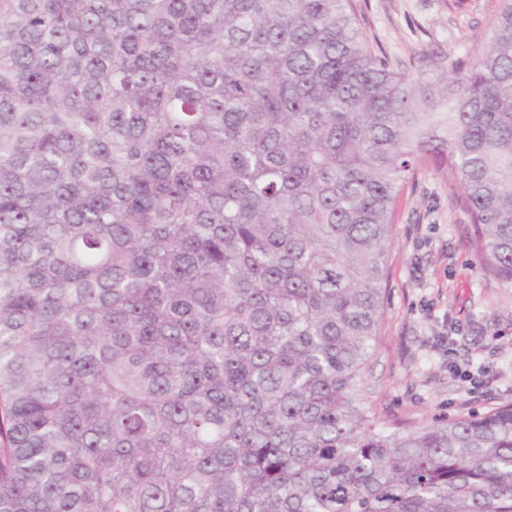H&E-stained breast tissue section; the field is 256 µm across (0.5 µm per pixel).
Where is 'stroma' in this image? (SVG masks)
I'll return each mask as SVG.
<instances>
[{
	"mask_svg": "<svg viewBox=\"0 0 512 512\" xmlns=\"http://www.w3.org/2000/svg\"><path fill=\"white\" fill-rule=\"evenodd\" d=\"M368 42L417 74L426 55L484 43L499 0H355ZM433 169L408 181L385 261L381 335L361 385L365 407L430 421L512 402V283L485 274L474 227Z\"/></svg>",
	"mask_w": 512,
	"mask_h": 512,
	"instance_id": "1",
	"label": "stroma"
}]
</instances>
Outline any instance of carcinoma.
Masks as SVG:
<instances>
[{
  "instance_id": "1",
  "label": "carcinoma",
  "mask_w": 512,
  "mask_h": 512,
  "mask_svg": "<svg viewBox=\"0 0 512 512\" xmlns=\"http://www.w3.org/2000/svg\"><path fill=\"white\" fill-rule=\"evenodd\" d=\"M436 69L352 0H0V512H512V402L359 399L407 179L512 283V0Z\"/></svg>"
}]
</instances>
